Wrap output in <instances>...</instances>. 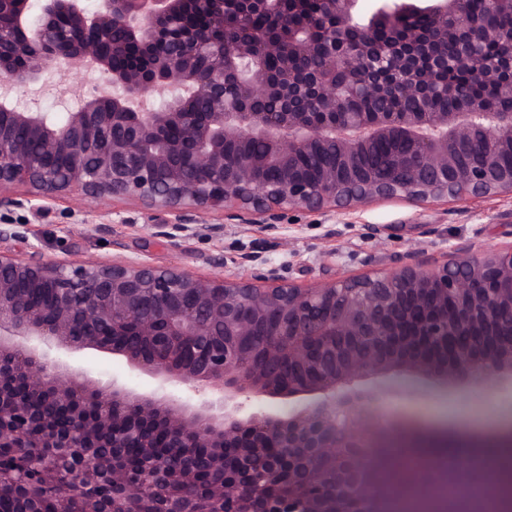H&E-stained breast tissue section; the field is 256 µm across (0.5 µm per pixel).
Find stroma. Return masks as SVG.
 Returning <instances> with one entry per match:
<instances>
[{"mask_svg": "<svg viewBox=\"0 0 512 512\" xmlns=\"http://www.w3.org/2000/svg\"><path fill=\"white\" fill-rule=\"evenodd\" d=\"M46 207L41 218L0 206V224L19 231L18 237L0 241V252L24 257L35 245L50 262L128 257L201 276L221 272L246 278L251 269L238 257L253 251L285 264L287 278L309 287L415 260L440 263L457 245L489 251L512 243V196L507 194L422 203L380 199L325 214L290 211L276 238L257 224H232L223 237L196 236L175 245L154 237L149 219L125 200L59 196ZM428 224L433 233L425 232ZM69 362L99 381L114 379L141 392L155 386L153 378L108 352L88 349ZM392 383L394 397L377 411L382 447L443 433L486 448L512 435V386L442 385L405 373L393 376Z\"/></svg>", "mask_w": 512, "mask_h": 512, "instance_id": "1", "label": "stroma"}]
</instances>
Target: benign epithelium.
<instances>
[{
  "label": "benign epithelium",
  "instance_id": "7a95c632",
  "mask_svg": "<svg viewBox=\"0 0 512 512\" xmlns=\"http://www.w3.org/2000/svg\"><path fill=\"white\" fill-rule=\"evenodd\" d=\"M206 18L183 28L188 3ZM0 0V82L23 88L47 73L104 75L112 96L74 94L65 118L26 99L0 98V202L28 185L43 198L77 194L125 199L174 221L151 225L165 240L224 224H198L220 210L276 234L290 210L334 211L374 199L416 201L512 194V107L479 101L458 112L430 106L457 89L437 75L465 67L474 82L512 89V28L487 16L512 0L384 4L363 21L358 0ZM259 18L275 21L257 31ZM456 30L454 58L442 39ZM498 46V62L478 47ZM276 68L271 69L269 62ZM371 97L374 112H349ZM260 142L257 158L245 145ZM379 144L390 152L371 164ZM325 151L336 165L303 161ZM68 157L58 170L44 163ZM274 168L279 180L264 171ZM0 253V458L72 447L71 470L50 459L33 475L56 512H172L201 483L207 499L187 512H377L375 415L389 378L409 373L439 383H512V245L457 246L441 264L301 287L259 253L242 256L247 279L196 276L129 258L45 263ZM48 288L49 307L28 298ZM129 327L141 345L102 337ZM96 348L157 380L143 394L93 382L52 363L50 351ZM266 397H308L287 418ZM70 414L67 425L56 410ZM162 426L160 453L145 430ZM140 438V461L157 473L160 499L136 493L118 458ZM187 448H209L188 458Z\"/></svg>",
  "mask_w": 512,
  "mask_h": 512
}]
</instances>
